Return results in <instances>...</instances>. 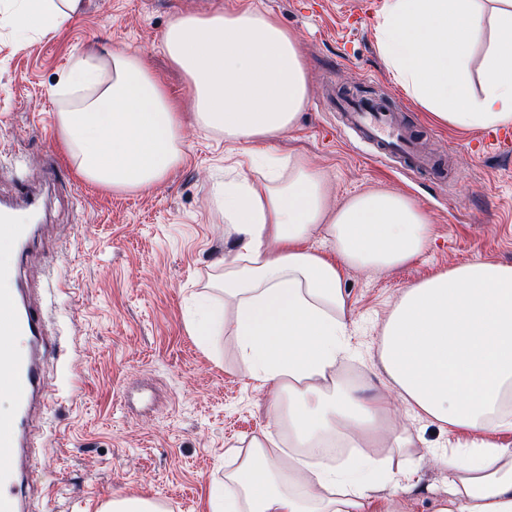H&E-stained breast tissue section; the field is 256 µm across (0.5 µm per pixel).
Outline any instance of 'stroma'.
Masks as SVG:
<instances>
[{
    "instance_id": "1",
    "label": "stroma",
    "mask_w": 512,
    "mask_h": 512,
    "mask_svg": "<svg viewBox=\"0 0 512 512\" xmlns=\"http://www.w3.org/2000/svg\"><path fill=\"white\" fill-rule=\"evenodd\" d=\"M55 35L20 42L0 28V194L59 171L46 217L23 266L32 298L52 320L59 353L45 357L46 409L34 415L41 449L27 489L32 512H100L116 496L158 500L164 512H208L232 447L268 430V391L241 368L231 337L201 343L186 321L214 266L229 252L213 185L230 154L222 137L187 125L184 160L150 190L115 193L82 178L57 133L59 102L75 55L138 54L193 112L185 75L162 35L182 13L206 14L238 0H84ZM294 34L308 63L309 102L296 125L267 142L280 157L317 158L332 181L329 203L384 189L406 196L433 226L431 244L389 271L344 269L353 309L348 380L382 390L379 331L405 288L482 258L512 264V151H477L478 131L436 124L398 87L374 26L384 0H255ZM383 98L435 153L432 170L410 171L344 124L332 90ZM54 271L53 292L44 290ZM416 488L397 512H432L448 471L424 458Z\"/></svg>"
}]
</instances>
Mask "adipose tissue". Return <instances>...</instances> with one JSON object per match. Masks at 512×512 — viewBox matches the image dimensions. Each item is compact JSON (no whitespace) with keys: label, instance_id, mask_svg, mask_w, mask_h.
Returning a JSON list of instances; mask_svg holds the SVG:
<instances>
[{"label":"adipose tissue","instance_id":"obj_1","mask_svg":"<svg viewBox=\"0 0 512 512\" xmlns=\"http://www.w3.org/2000/svg\"><path fill=\"white\" fill-rule=\"evenodd\" d=\"M82 0H0V23L25 42L58 33ZM491 31L483 92L472 90L474 42ZM377 42L395 82L439 124L512 127V0H385ZM185 74L199 129L241 146L248 175L219 191L232 247L188 327L232 337L242 365L270 392L271 433L249 439L211 488L210 512H391L392 456L417 442L385 395L347 381L350 308L343 268L392 269L418 257L432 227L406 197L357 195L330 211L324 172L262 144L291 129L309 99L297 39L250 4L174 17L163 34ZM58 113L67 154L87 181L146 191L184 159L177 101L139 55L75 57ZM322 233L328 251L309 246ZM379 372L407 413L465 436L448 456V491L433 512H512V265L475 260L406 288L378 341ZM350 445L343 461L327 449Z\"/></svg>","mask_w":512,"mask_h":512}]
</instances>
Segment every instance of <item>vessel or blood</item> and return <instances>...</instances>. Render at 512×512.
Masks as SVG:
<instances>
[{
    "instance_id": "vessel-or-blood-1",
    "label": "vessel or blood",
    "mask_w": 512,
    "mask_h": 512,
    "mask_svg": "<svg viewBox=\"0 0 512 512\" xmlns=\"http://www.w3.org/2000/svg\"><path fill=\"white\" fill-rule=\"evenodd\" d=\"M348 119L362 137L389 153L403 154L418 168L426 158L405 134L393 115L381 108L352 103ZM21 205L0 203V236L25 246L34 227L27 224L30 211L38 207L29 186L17 192ZM46 349L45 314L29 298L19 269L0 266V396L12 403L0 414V512H26L21 486L22 467L30 457V415L36 402L45 396L43 356Z\"/></svg>"
}]
</instances>
